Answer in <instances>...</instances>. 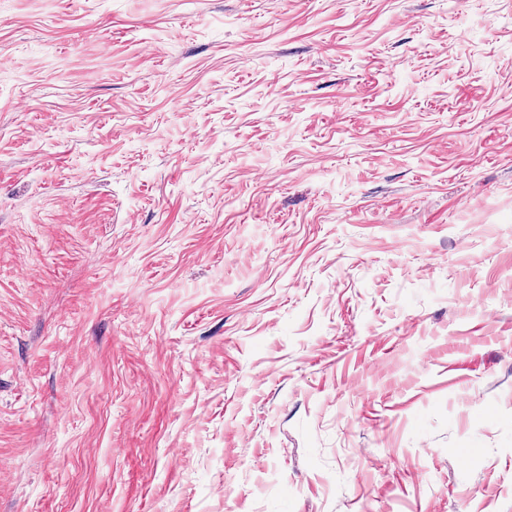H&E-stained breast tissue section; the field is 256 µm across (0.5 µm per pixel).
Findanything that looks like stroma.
<instances>
[{"label": "stroma", "mask_w": 512, "mask_h": 512, "mask_svg": "<svg viewBox=\"0 0 512 512\" xmlns=\"http://www.w3.org/2000/svg\"><path fill=\"white\" fill-rule=\"evenodd\" d=\"M0 512H512V0H0Z\"/></svg>", "instance_id": "1"}]
</instances>
